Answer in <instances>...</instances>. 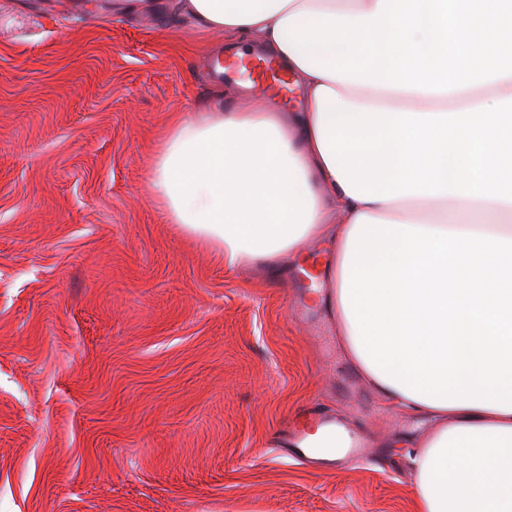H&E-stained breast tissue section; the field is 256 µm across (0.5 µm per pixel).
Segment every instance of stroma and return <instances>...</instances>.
Returning <instances> with one entry per match:
<instances>
[{"label": "stroma", "instance_id": "obj_1", "mask_svg": "<svg viewBox=\"0 0 512 512\" xmlns=\"http://www.w3.org/2000/svg\"><path fill=\"white\" fill-rule=\"evenodd\" d=\"M223 43L168 0H0V512H414L431 424L368 386L324 293L225 269L149 200L170 115L245 92ZM310 410L363 461L296 459Z\"/></svg>", "mask_w": 512, "mask_h": 512}]
</instances>
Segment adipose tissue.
<instances>
[{
	"mask_svg": "<svg viewBox=\"0 0 512 512\" xmlns=\"http://www.w3.org/2000/svg\"><path fill=\"white\" fill-rule=\"evenodd\" d=\"M293 76L303 110L179 112L149 169L225 268L327 263L336 333L433 424L416 512H512V0H172Z\"/></svg>",
	"mask_w": 512,
	"mask_h": 512,
	"instance_id": "adipose-tissue-1",
	"label": "adipose tissue"
}]
</instances>
